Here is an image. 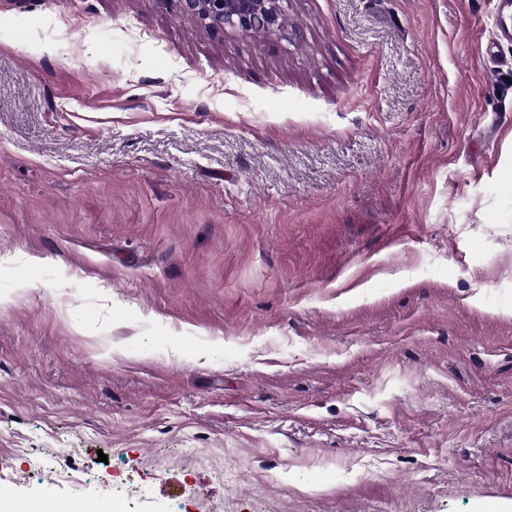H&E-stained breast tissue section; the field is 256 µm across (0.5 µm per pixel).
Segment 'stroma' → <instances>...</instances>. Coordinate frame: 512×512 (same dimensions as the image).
<instances>
[{
    "instance_id": "1",
    "label": "stroma",
    "mask_w": 512,
    "mask_h": 512,
    "mask_svg": "<svg viewBox=\"0 0 512 512\" xmlns=\"http://www.w3.org/2000/svg\"><path fill=\"white\" fill-rule=\"evenodd\" d=\"M500 5L0 0V492L512 512ZM176 2L182 15L196 18L207 28L222 34L248 36L256 32L281 31L280 0H158Z\"/></svg>"
}]
</instances>
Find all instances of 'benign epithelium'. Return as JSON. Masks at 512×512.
Wrapping results in <instances>:
<instances>
[{
  "mask_svg": "<svg viewBox=\"0 0 512 512\" xmlns=\"http://www.w3.org/2000/svg\"><path fill=\"white\" fill-rule=\"evenodd\" d=\"M179 12L222 34L248 36L283 28L280 0H176Z\"/></svg>",
  "mask_w": 512,
  "mask_h": 512,
  "instance_id": "1",
  "label": "benign epithelium"
}]
</instances>
